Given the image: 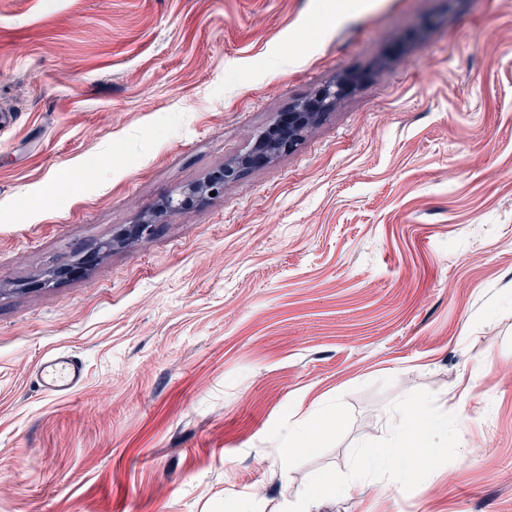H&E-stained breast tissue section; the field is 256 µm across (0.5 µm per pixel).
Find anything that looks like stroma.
Masks as SVG:
<instances>
[{
  "instance_id": "35a3bbf8",
  "label": "stroma",
  "mask_w": 512,
  "mask_h": 512,
  "mask_svg": "<svg viewBox=\"0 0 512 512\" xmlns=\"http://www.w3.org/2000/svg\"><path fill=\"white\" fill-rule=\"evenodd\" d=\"M406 406L317 512H512V0H0V512H281ZM338 86L340 84L327 86L314 99L300 105L294 112L288 115L293 122L288 129V140L280 137L277 126L268 129L261 135L253 147L246 153L236 157L224 164V167L216 171L206 182L190 185L184 188L177 196L166 198L158 207L157 211L146 216L139 230L141 232H149L152 230L151 224H154L162 215L175 213L184 209L190 202L211 196V192L215 195L224 190V186L235 181L240 173L247 169L256 156L261 155L263 158H271L279 153L287 144L295 139L300 138L303 133L312 126L322 112L330 108L336 101L340 92ZM37 377L47 393L66 395L82 383L83 365L72 356H51L41 361ZM443 427V423L437 420L432 414L421 411L409 414L407 422L403 418L391 423V430L398 439L407 435L431 434L433 431ZM321 438V432L315 428H300L288 431L280 442V461L282 464L291 466L301 449H312L316 447L317 441ZM420 455L413 451H403L398 447L365 448L354 467L351 480L347 483L351 486L360 479L364 471L371 467H390L399 473L407 474L420 463Z\"/></svg>"
}]
</instances>
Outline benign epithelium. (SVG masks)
Here are the masks:
<instances>
[{
	"label": "benign epithelium",
	"mask_w": 512,
	"mask_h": 512,
	"mask_svg": "<svg viewBox=\"0 0 512 512\" xmlns=\"http://www.w3.org/2000/svg\"><path fill=\"white\" fill-rule=\"evenodd\" d=\"M340 89L336 85L324 88L313 100L300 105L295 111L289 113L292 123L288 129V139L280 137L277 128L272 127L261 135L253 147L246 153L224 164V167L216 171L209 180L184 188L177 196L166 198L157 211L146 216L139 230L149 232L152 224L162 215L175 213L184 209L190 202L202 199L211 193H220L224 186L235 181L240 173L248 168L256 156L261 155L270 158L279 153L289 142L300 138L303 133L312 126L322 112L330 108L336 101Z\"/></svg>",
	"instance_id": "7a95c632"
}]
</instances>
